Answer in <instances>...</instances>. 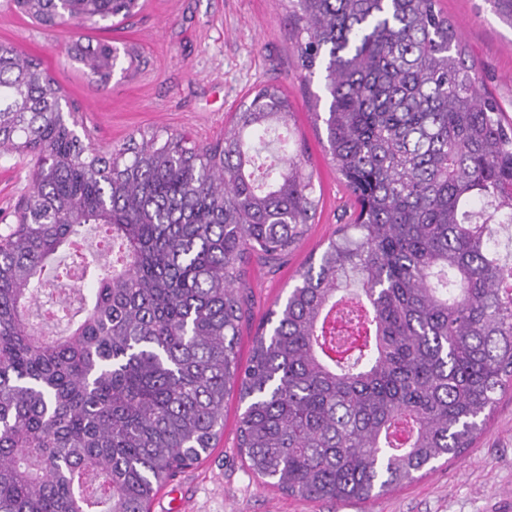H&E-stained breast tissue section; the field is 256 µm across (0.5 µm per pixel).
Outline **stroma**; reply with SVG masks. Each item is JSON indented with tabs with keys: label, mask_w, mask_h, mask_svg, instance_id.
Masks as SVG:
<instances>
[{
	"label": "stroma",
	"mask_w": 512,
	"mask_h": 512,
	"mask_svg": "<svg viewBox=\"0 0 512 512\" xmlns=\"http://www.w3.org/2000/svg\"><path fill=\"white\" fill-rule=\"evenodd\" d=\"M470 56L481 67L486 92L512 120V26L486 0H440ZM133 48L139 59L116 71L107 85L91 82L66 55L75 39ZM0 40L39 59L83 108L95 147L121 146L154 131L178 133L205 145L224 131L232 114L257 87L280 86L288 94L294 138L308 146L320 206L314 224L278 264L252 261L244 296L238 357L247 361L260 318L283 303L298 272L319 257L352 201L322 145L313 112L317 84L306 83L294 48L287 0H147L143 10L114 31L63 24L47 29L0 0ZM31 191L29 168L0 158V225L15 221V208ZM245 406L237 393L224 401V434L214 448L166 480L150 512H507L512 506V391L504 394L473 448L401 488L363 502H331L290 495L262 483L238 446Z\"/></svg>",
	"instance_id": "stroma-1"
}]
</instances>
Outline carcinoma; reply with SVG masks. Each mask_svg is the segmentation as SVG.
I'll list each match as a JSON object with an SVG mask.
<instances>
[{
	"mask_svg": "<svg viewBox=\"0 0 512 512\" xmlns=\"http://www.w3.org/2000/svg\"><path fill=\"white\" fill-rule=\"evenodd\" d=\"M45 27L118 26L142 0H11ZM300 67L323 78L326 144L356 210L259 323L240 364L251 257L292 250L317 214L281 87L199 147L169 134L103 151L40 60L0 41V154L34 161L0 226V512H148L214 447L231 390L266 483L365 500L472 447L512 387V122L438 0H288ZM122 50L78 38L107 85ZM272 162L257 180L262 152ZM94 224L122 252L92 274L67 336L28 319L40 274Z\"/></svg>",
	"mask_w": 512,
	"mask_h": 512,
	"instance_id": "obj_1",
	"label": "carcinoma"
}]
</instances>
